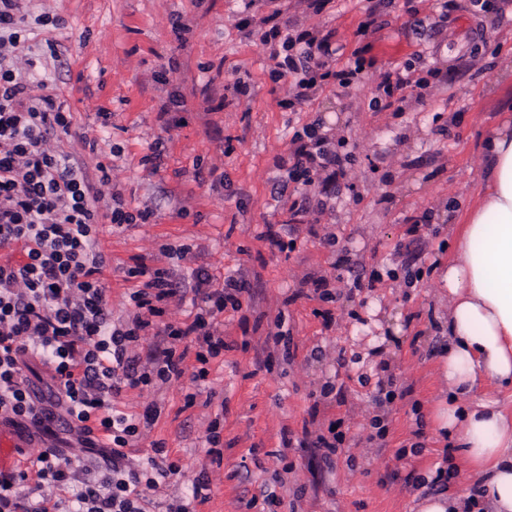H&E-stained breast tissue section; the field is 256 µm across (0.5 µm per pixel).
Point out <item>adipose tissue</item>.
Listing matches in <instances>:
<instances>
[{"label":"adipose tissue","mask_w":512,"mask_h":512,"mask_svg":"<svg viewBox=\"0 0 512 512\" xmlns=\"http://www.w3.org/2000/svg\"><path fill=\"white\" fill-rule=\"evenodd\" d=\"M488 173L478 202L453 235L442 277L448 313L440 373L448 401L436 426L482 479L479 497L424 498L419 512H512V410L487 386L512 393V125L488 129Z\"/></svg>","instance_id":"obj_1"}]
</instances>
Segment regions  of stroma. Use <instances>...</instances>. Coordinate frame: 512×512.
Instances as JSON below:
<instances>
[{
	"label": "stroma",
	"instance_id": "obj_1",
	"mask_svg": "<svg viewBox=\"0 0 512 512\" xmlns=\"http://www.w3.org/2000/svg\"><path fill=\"white\" fill-rule=\"evenodd\" d=\"M491 3L477 14L470 0H451L445 10L440 0H384L364 34L366 0H330L318 15L288 10L280 26L333 32L337 65L358 51L366 68L351 85L285 110V84L269 76V47L241 30L242 0H23L31 35L19 56L35 60L31 81L45 83L71 114L53 148L79 163L103 202L120 199L132 212L155 206L146 222L96 227L113 318L130 310L123 269L137 257L170 268L187 286L202 267L252 288L240 310L219 316L228 348L210 361L205 381L192 382L190 354L180 379L119 399L126 412L157 404L159 416L128 452L144 462L160 442L180 461L168 496H190L204 470L210 499L199 512H250L248 500L264 486L281 500L276 512H417L435 492L417 481L433 470L451 471V495H470L479 482L449 451L435 412L448 397L439 359L448 211L474 204L488 170L486 130L512 121V77L502 75L512 60V0ZM408 61L417 76L438 69L447 83L424 89L405 111L370 110L379 75ZM238 81L248 95L234 93ZM173 97L180 122L168 127L158 112ZM317 118L353 161L339 198L295 217L272 193L287 177L274 160ZM88 138L96 151L85 148ZM156 150L157 163H146ZM426 212L432 220L411 242L408 220ZM271 225L282 246L265 240ZM329 232L336 245L325 243ZM352 266L383 279L355 288ZM316 278L333 301L318 299ZM280 314L290 337L284 348L267 341ZM388 372L397 395L379 405L377 382ZM329 382L335 389L326 396ZM377 415L388 429L382 441L371 436ZM216 419L218 466L206 454ZM337 419L345 440L328 466L298 442L304 423L323 434ZM286 436L291 446H283Z\"/></svg>",
	"mask_w": 512,
	"mask_h": 512
}]
</instances>
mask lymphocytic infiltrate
I'll return each instance as SVG.
<instances>
[{"label": "lymphocytic infiltrate", "mask_w": 512, "mask_h": 512, "mask_svg": "<svg viewBox=\"0 0 512 512\" xmlns=\"http://www.w3.org/2000/svg\"><path fill=\"white\" fill-rule=\"evenodd\" d=\"M259 3L271 8L260 19L262 45L278 38L285 52L271 78L296 76L281 107H294L328 85L349 86L362 72L358 60L333 68L329 36L307 29L282 33L281 0H248L252 7ZM26 32L18 0H0V423L42 445L24 467L0 471V512H149L162 479L179 474L181 465L159 442L148 462L130 457V441L153 424L158 407L128 414L114 404L123 393L180 379L186 355L177 346L188 338L196 345L192 379L206 380L210 359L225 348L217 318L241 309L245 288L235 276L218 286L207 270H197V311L192 321L171 323L164 316L182 293L181 281L170 269L138 259L124 270L135 283L132 310L127 319H113L103 283L106 261L93 228L103 219L145 221L152 212L99 209L80 167L48 145L49 136L68 131L71 121L52 95L35 94L15 67ZM432 79L444 77L436 70L427 80L400 71L384 76L370 106L379 112L406 103L405 87L422 89ZM320 129L317 122L303 126L277 160L289 181L274 193L288 198L289 182L301 186L289 198L295 215L307 209L308 186L332 198L347 175L350 154L331 150ZM144 339L150 345L142 355ZM47 484L60 498L42 496Z\"/></svg>", "instance_id": "obj_1"}]
</instances>
